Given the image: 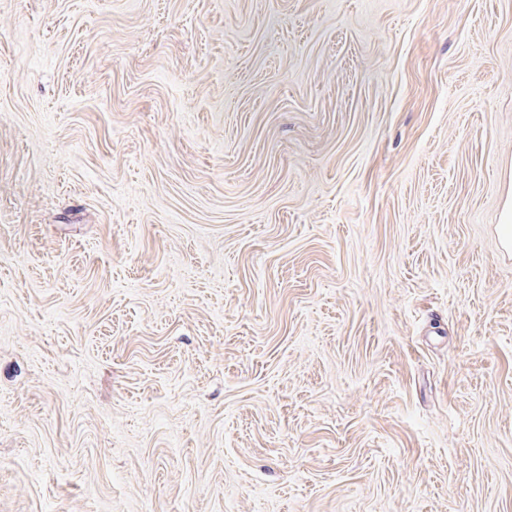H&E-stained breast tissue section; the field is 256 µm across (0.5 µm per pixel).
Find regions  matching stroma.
<instances>
[{"mask_svg": "<svg viewBox=\"0 0 512 512\" xmlns=\"http://www.w3.org/2000/svg\"><path fill=\"white\" fill-rule=\"evenodd\" d=\"M512 0H0V512H512Z\"/></svg>", "mask_w": 512, "mask_h": 512, "instance_id": "1", "label": "stroma"}]
</instances>
